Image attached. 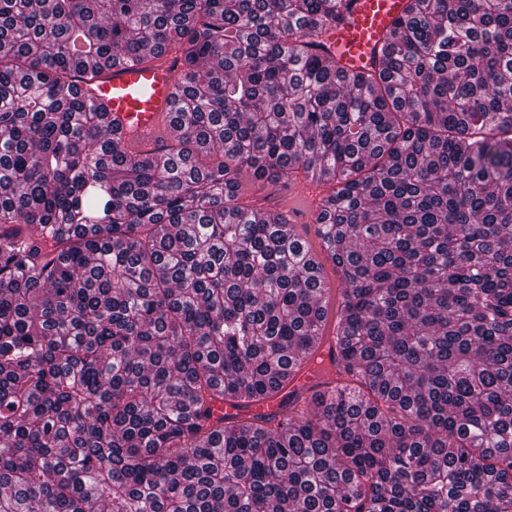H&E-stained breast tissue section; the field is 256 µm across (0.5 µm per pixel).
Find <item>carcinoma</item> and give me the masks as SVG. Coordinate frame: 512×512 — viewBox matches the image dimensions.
I'll return each mask as SVG.
<instances>
[{"instance_id": "obj_1", "label": "carcinoma", "mask_w": 512, "mask_h": 512, "mask_svg": "<svg viewBox=\"0 0 512 512\" xmlns=\"http://www.w3.org/2000/svg\"><path fill=\"white\" fill-rule=\"evenodd\" d=\"M0 0V512H512V0ZM176 45L163 153L76 82ZM334 184L321 253L240 203ZM347 383L247 413L327 340ZM231 401L245 413L212 417ZM409 0H343L341 19L321 41L338 54L339 68L352 74L383 67V49L395 22L405 16ZM298 179L292 185L288 187L279 186L277 188L274 187H253L248 186V191L243 199V201L249 202L255 210H262L266 208H280L283 209V206L286 204L288 197L293 195V192L297 191V195L295 198H290L293 202L299 200L301 203L308 205L310 202L309 196L305 191H298L299 188L306 181L303 179L302 170H298Z\"/></svg>"}]
</instances>
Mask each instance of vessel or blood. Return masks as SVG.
Here are the masks:
<instances>
[{
	"instance_id": "obj_1",
	"label": "vessel or blood",
	"mask_w": 512,
	"mask_h": 512,
	"mask_svg": "<svg viewBox=\"0 0 512 512\" xmlns=\"http://www.w3.org/2000/svg\"><path fill=\"white\" fill-rule=\"evenodd\" d=\"M409 0H343L341 19L323 34L322 43L335 50L344 76L375 72L382 68L383 49L395 22L404 17ZM178 71L171 60L151 64L115 63L99 68L87 91L108 107L107 117L116 123L127 143L147 146L172 111ZM334 343H324L319 352L329 370L311 366L300 370L287 395L266 401L255 413L280 421L288 409H302L316 391L336 386L344 379L332 366Z\"/></svg>"
}]
</instances>
